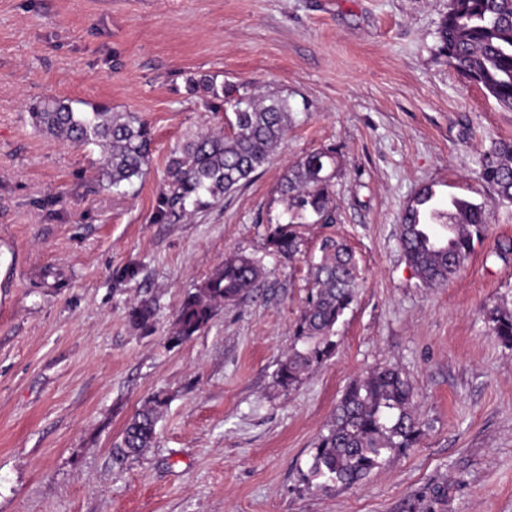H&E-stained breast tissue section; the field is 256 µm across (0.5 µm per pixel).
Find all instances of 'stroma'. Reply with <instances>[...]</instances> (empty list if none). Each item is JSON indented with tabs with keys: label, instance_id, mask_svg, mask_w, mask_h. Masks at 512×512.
<instances>
[{
	"label": "stroma",
	"instance_id": "35a3bbf8",
	"mask_svg": "<svg viewBox=\"0 0 512 512\" xmlns=\"http://www.w3.org/2000/svg\"><path fill=\"white\" fill-rule=\"evenodd\" d=\"M448 0H0V512H403L445 488L437 512H512V348L488 313L512 304V204L479 174L499 109L437 53ZM287 98L288 135L235 193L157 224L174 148L225 126L188 78ZM136 113L154 144L143 178L114 192L100 154L36 131L38 97ZM341 153L332 224L270 255L246 298L200 334L168 341L174 312L234 252H262L285 170ZM426 185L484 205L489 230L461 270L423 287L398 243ZM338 236L362 270L336 347L284 389L276 373ZM137 266L134 280L113 273ZM154 298L150 330L127 312ZM412 382L422 436L359 485L305 475L346 385L377 366ZM167 395L154 446L117 456L149 397Z\"/></svg>",
	"mask_w": 512,
	"mask_h": 512
}]
</instances>
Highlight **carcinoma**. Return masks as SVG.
<instances>
[{
  "mask_svg": "<svg viewBox=\"0 0 512 512\" xmlns=\"http://www.w3.org/2000/svg\"><path fill=\"white\" fill-rule=\"evenodd\" d=\"M438 54L465 79L478 85L503 110L512 112V0H448L438 29ZM188 91L202 94L214 112H230V131L201 133L171 153L153 221L175 224L188 207L202 209L246 185L268 163L288 133L290 105L279 96L258 98L246 84L217 83L213 77L187 80ZM32 125L74 146L94 145L104 155L98 180L116 191L145 173L152 154V132L133 112L105 105L78 112L68 100L45 97L29 105ZM480 176L498 199L512 203V140L491 142L480 153ZM340 158L333 147L312 151L294 162L277 188L287 219L268 222L265 249L292 260L301 254L300 224H332L333 184ZM488 232L485 208L464 198H442L423 187L399 217V247L406 264L427 287L448 282L463 267L474 244ZM314 287L295 323V345L277 370V381L291 387L330 357L336 325L356 302L360 272L351 248L328 237L311 263ZM266 275L263 257L234 254L188 293L175 313L170 340L182 343L205 329L219 307L247 296ZM157 304L142 299L131 305L132 326L148 330ZM495 336L512 346V308L489 317ZM166 397L153 395L126 425L117 452L137 455L152 447ZM411 383L395 368H373L343 391L327 432L315 446L308 480L324 488H351L384 461L386 453L415 447L420 441ZM446 497L438 488L422 496L409 512H435Z\"/></svg>",
  "mask_w": 512,
  "mask_h": 512,
  "instance_id": "1",
  "label": "carcinoma"
}]
</instances>
